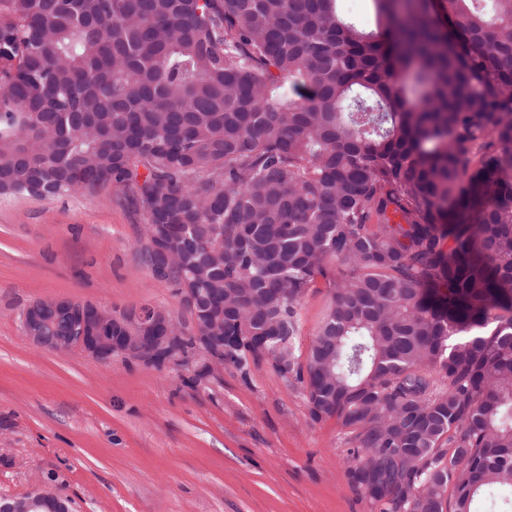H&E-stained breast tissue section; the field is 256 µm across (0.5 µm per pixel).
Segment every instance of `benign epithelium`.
<instances>
[{"instance_id":"1","label":"benign epithelium","mask_w":512,"mask_h":512,"mask_svg":"<svg viewBox=\"0 0 512 512\" xmlns=\"http://www.w3.org/2000/svg\"><path fill=\"white\" fill-rule=\"evenodd\" d=\"M54 316L70 321L56 335L47 336L49 320L38 314L22 313L26 339L51 351L79 349L99 362H110L121 356L148 368L162 361L167 367L194 362L178 349L183 335L190 331L204 348L197 357L204 364V377H213L224 370V337L219 329L209 328L193 315L191 329L175 323L169 314L153 305L118 312L91 302L67 298L51 299ZM0 512H69L67 500L52 491H38L22 498L0 499Z\"/></svg>"}]
</instances>
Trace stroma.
<instances>
[{"label": "stroma", "instance_id": "35a3bbf8", "mask_svg": "<svg viewBox=\"0 0 512 512\" xmlns=\"http://www.w3.org/2000/svg\"><path fill=\"white\" fill-rule=\"evenodd\" d=\"M143 224L110 188L0 200V498L48 490L71 512H372L347 483L335 420L312 421L268 358L190 387L186 366L102 363L25 338V306L48 297L153 305L190 324L142 260ZM328 300L321 281L303 298L301 352Z\"/></svg>", "mask_w": 512, "mask_h": 512}]
</instances>
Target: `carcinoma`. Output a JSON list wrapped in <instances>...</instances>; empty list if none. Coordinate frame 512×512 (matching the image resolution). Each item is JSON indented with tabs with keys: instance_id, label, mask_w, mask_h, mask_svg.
<instances>
[{
	"instance_id": "1",
	"label": "carcinoma",
	"mask_w": 512,
	"mask_h": 512,
	"mask_svg": "<svg viewBox=\"0 0 512 512\" xmlns=\"http://www.w3.org/2000/svg\"><path fill=\"white\" fill-rule=\"evenodd\" d=\"M338 2L0 0V198L123 193L376 512H512V0ZM370 0H342L340 8L361 27L370 29L374 24V13ZM328 288L322 280H318L309 288L301 304V324L297 336V345L305 358L311 342L320 325L328 304Z\"/></svg>"
}]
</instances>
